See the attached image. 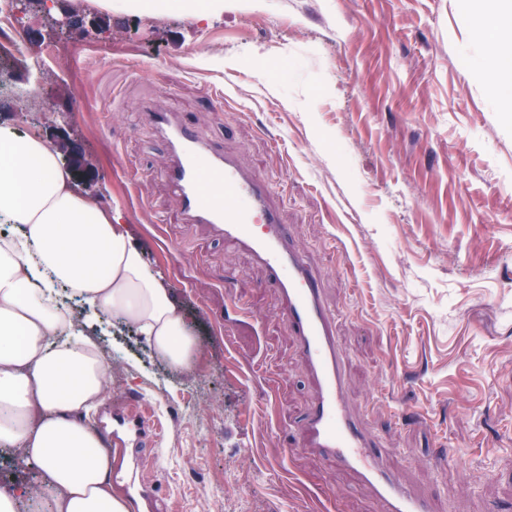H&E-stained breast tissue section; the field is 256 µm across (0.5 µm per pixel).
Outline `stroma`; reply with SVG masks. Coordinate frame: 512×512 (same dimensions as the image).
Returning a JSON list of instances; mask_svg holds the SVG:
<instances>
[{"label": "stroma", "mask_w": 512, "mask_h": 512, "mask_svg": "<svg viewBox=\"0 0 512 512\" xmlns=\"http://www.w3.org/2000/svg\"><path fill=\"white\" fill-rule=\"evenodd\" d=\"M66 3L84 20L73 39L37 10L0 18V40L25 45L0 55V121L38 115L61 158L78 155L94 180L78 190L121 210L203 350L187 400L133 327L82 317L116 369L90 425L171 407L153 442L109 446L114 490L140 512H381L306 447L315 391L280 293L181 222L148 107L277 183L384 462L436 512H512V115L475 73L487 0H224L206 24ZM395 405L424 424L397 423Z\"/></svg>", "instance_id": "35a3bbf8"}]
</instances>
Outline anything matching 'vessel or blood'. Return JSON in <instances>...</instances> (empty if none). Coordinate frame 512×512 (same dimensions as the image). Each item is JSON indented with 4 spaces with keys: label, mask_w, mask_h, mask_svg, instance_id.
<instances>
[{
    "label": "vessel or blood",
    "mask_w": 512,
    "mask_h": 512,
    "mask_svg": "<svg viewBox=\"0 0 512 512\" xmlns=\"http://www.w3.org/2000/svg\"><path fill=\"white\" fill-rule=\"evenodd\" d=\"M147 118L169 146L161 176L184 221L207 225L226 243L248 252L280 290L290 334L317 390L302 423L307 446L367 487L384 512H434L428 496L417 493L397 468L383 464L374 436L346 396L345 355L335 316L293 232L270 203L271 183L200 139L185 116L152 111ZM214 185L223 187V197L211 193Z\"/></svg>",
    "instance_id": "1"
}]
</instances>
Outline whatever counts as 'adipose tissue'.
<instances>
[{
  "label": "adipose tissue",
  "instance_id": "obj_1",
  "mask_svg": "<svg viewBox=\"0 0 512 512\" xmlns=\"http://www.w3.org/2000/svg\"><path fill=\"white\" fill-rule=\"evenodd\" d=\"M103 10L181 13L203 23L224 0H93ZM497 31L482 26L485 76L512 72V0H495ZM0 222L20 234L0 242V447L36 466L35 484L0 485V512H132L112 491V457L86 419L111 391V366L97 342L77 334L60 304L68 289L96 318L120 319L144 336L154 356L179 373L196 368L199 345L156 271L121 221L80 193L55 145L41 133L0 124Z\"/></svg>",
  "mask_w": 512,
  "mask_h": 512
}]
</instances>
